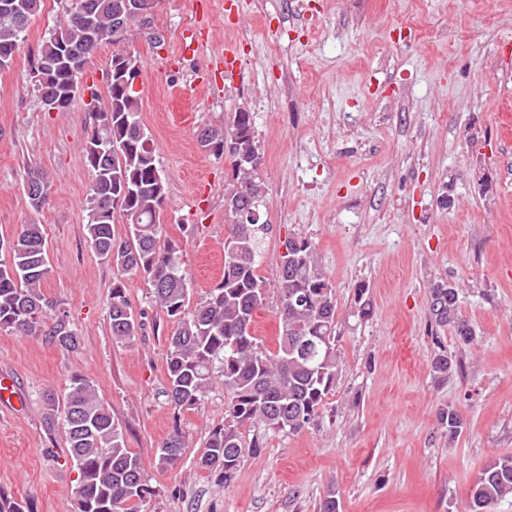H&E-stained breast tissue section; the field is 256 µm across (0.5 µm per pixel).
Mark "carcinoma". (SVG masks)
<instances>
[{"instance_id":"obj_1","label":"carcinoma","mask_w":512,"mask_h":512,"mask_svg":"<svg viewBox=\"0 0 512 512\" xmlns=\"http://www.w3.org/2000/svg\"><path fill=\"white\" fill-rule=\"evenodd\" d=\"M80 9L66 10V19L42 41L33 72L46 76L37 89L43 110L64 112L79 93L68 71L77 58L89 61L96 49L112 41L123 0H77ZM43 0H0V60L11 66L27 26L42 11ZM140 71L137 55L112 52L108 70L107 106L81 150L92 170L86 197L87 239L98 258L112 266L115 278L109 305L112 338L132 344L144 322L127 296L126 280L140 276L155 305L174 323L167 353L166 396L174 410L169 437L155 455V465L168 469L186 448L179 414L204 400L213 375L223 378L227 402L224 424L213 428L198 467L229 483L247 453L260 448L244 428L255 422L282 435L302 431L325 406L336 384V299L315 260L308 238H288L278 276L279 336L270 351L252 333L255 311L265 303L266 281L259 275L268 225L241 223L237 208L248 198L256 211L265 204L266 189L259 174L263 165L255 141L251 112L234 114L229 128L208 126L198 134L200 146L229 160L232 177L224 194L227 236L224 275L189 308L190 279L182 267L180 245L161 239V211L166 205V179L156 163L154 143L140 121L139 91L122 86L118 65ZM256 164L241 167L238 151ZM129 224V236H115V215ZM9 261L0 262V330L41 338L63 351L80 347V336L67 315L47 316L52 303L42 288L51 270L45 255L41 224H23L12 238L0 240ZM428 310L438 328H448L459 343L471 342L474 331L460 315L457 288L447 281L429 285ZM48 430L63 415L67 456L78 473L76 512H139L156 495L140 455L127 448L122 429L88 379L73 375L63 399L43 400ZM442 432L453 439L464 420L451 407L440 410ZM512 496V455L490 461L467 496L466 512H489L496 501Z\"/></svg>"}]
</instances>
